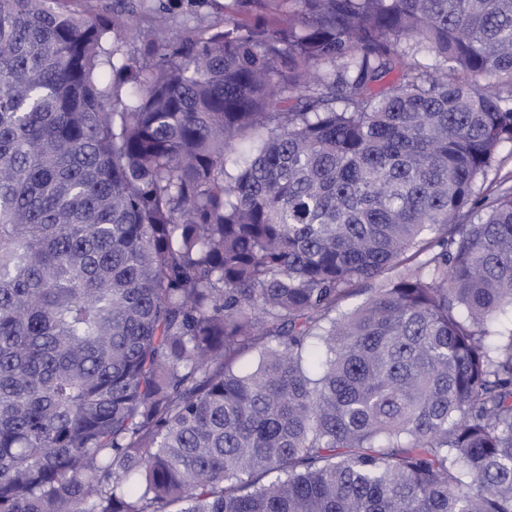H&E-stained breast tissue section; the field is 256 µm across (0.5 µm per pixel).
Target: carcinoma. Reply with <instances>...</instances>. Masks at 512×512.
Returning a JSON list of instances; mask_svg holds the SVG:
<instances>
[{
    "label": "carcinoma",
    "mask_w": 512,
    "mask_h": 512,
    "mask_svg": "<svg viewBox=\"0 0 512 512\" xmlns=\"http://www.w3.org/2000/svg\"><path fill=\"white\" fill-rule=\"evenodd\" d=\"M292 2L0 0V512H512V0ZM250 5L241 9L230 10L224 12V5L229 2L225 0H216L212 2L210 8L200 15H193L185 13L186 2L178 8H175L173 13L169 15L168 26L173 30L184 29H205L214 17H219L223 13L231 15L232 18L239 22L250 23L258 15L274 16L281 13L293 6V3L288 0H252Z\"/></svg>",
    "instance_id": "1"
}]
</instances>
